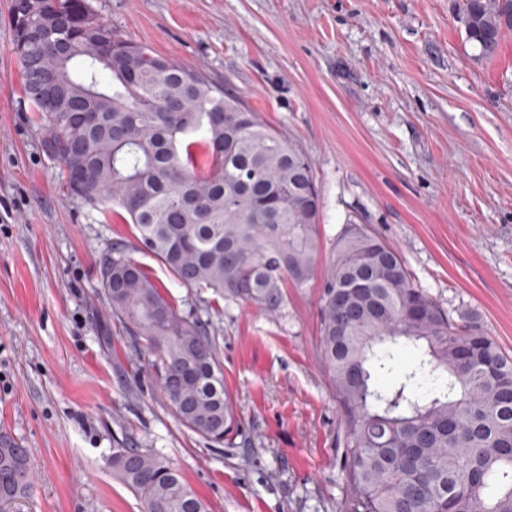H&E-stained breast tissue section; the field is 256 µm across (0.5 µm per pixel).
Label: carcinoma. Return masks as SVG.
<instances>
[{"label":"carcinoma","mask_w":512,"mask_h":512,"mask_svg":"<svg viewBox=\"0 0 512 512\" xmlns=\"http://www.w3.org/2000/svg\"><path fill=\"white\" fill-rule=\"evenodd\" d=\"M11 0L12 51L69 195L133 226L137 248L195 291L183 309L116 242L99 259L111 316L161 403L214 445L238 430L212 300L269 315L315 277L320 197L308 156L201 70L134 42L88 0ZM479 56L512 31V0H463ZM205 162H200L199 154ZM319 299V355L341 414L339 512H512V357L467 313L416 287L400 252L347 224ZM417 351L389 385L399 348ZM144 512H208L150 448L109 461ZM27 449L0 436V512L30 495Z\"/></svg>","instance_id":"carcinoma-1"}]
</instances>
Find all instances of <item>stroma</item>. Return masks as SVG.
<instances>
[{"mask_svg": "<svg viewBox=\"0 0 512 512\" xmlns=\"http://www.w3.org/2000/svg\"><path fill=\"white\" fill-rule=\"evenodd\" d=\"M89 2L310 156L318 277L274 316L218 301L238 433L215 447L184 429L99 292L101 255L134 248L132 227L67 197L10 50L11 0H0V433L27 448L33 480L13 512H143L109 465L130 443L167 458L210 512H338L341 415L319 361L318 302L345 225L396 247L416 287L512 353V33L478 57L462 0ZM132 256L185 304L186 288Z\"/></svg>", "mask_w": 512, "mask_h": 512, "instance_id": "obj_1", "label": "stroma"}]
</instances>
